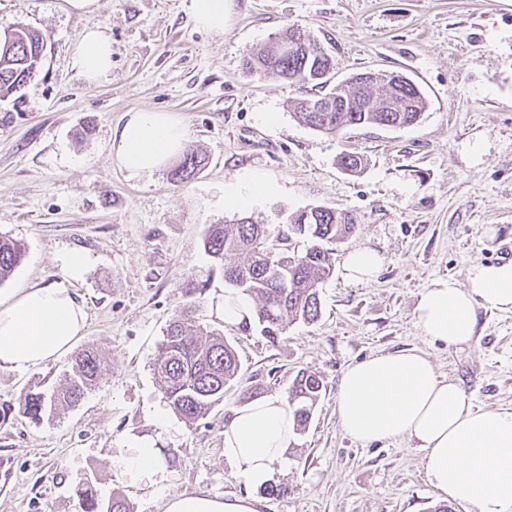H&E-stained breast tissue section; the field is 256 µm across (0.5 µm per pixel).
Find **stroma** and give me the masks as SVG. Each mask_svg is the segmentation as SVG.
<instances>
[{
    "mask_svg": "<svg viewBox=\"0 0 512 512\" xmlns=\"http://www.w3.org/2000/svg\"><path fill=\"white\" fill-rule=\"evenodd\" d=\"M188 5L100 0L88 19L62 0H0V33L25 25L45 41L20 111L0 112V234L26 245L0 301L61 279L69 251L91 258L74 285L88 314L84 335L39 368L0 369V404L34 385L58 387L84 348L97 349L104 368L78 405L0 425V512H83L75 490L87 482L133 512H163L173 493L248 494L224 459L230 410L251 387L287 396L301 369L317 372L324 388L288 450L282 492L263 496L262 512H433L445 500L426 479L423 451L406 439L351 440L336 392L347 365L415 348L475 408H512V313L479 310L477 334L460 348L413 326L424 288L448 277L467 285L472 265L503 262L500 249L512 244V0H230L220 35L196 29ZM90 24L112 42V71L94 86L71 65L73 41ZM291 26L330 51L337 79L402 73L424 92L426 111L408 127L341 137L299 124L292 105L315 87L243 66ZM141 108L181 117L189 146L208 159L194 178L173 182L168 164L131 179L113 160L116 128ZM266 112L277 113L275 124L263 122ZM343 153L362 158L358 172L338 167ZM255 172L280 191L247 209L254 221L276 226L321 205L357 224L336 249L320 318L292 325L275 344L216 313L224 270L202 244L209 225L235 214L225 187ZM358 248L383 258L373 281L344 272ZM190 302L242 366L223 401L191 424L168 407L152 370L169 320ZM144 442L166 477L139 489L118 459Z\"/></svg>",
    "mask_w": 512,
    "mask_h": 512,
    "instance_id": "stroma-1",
    "label": "stroma"
}]
</instances>
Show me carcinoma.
I'll use <instances>...</instances> for the list:
<instances>
[{
  "mask_svg": "<svg viewBox=\"0 0 512 512\" xmlns=\"http://www.w3.org/2000/svg\"><path fill=\"white\" fill-rule=\"evenodd\" d=\"M303 33L289 28L281 36L254 50L246 60L248 70L259 76L276 74L290 83H311L323 88L331 82L334 60L329 54L306 53L298 46ZM44 39L27 27L14 29L10 46L0 45V101L18 92L38 72ZM355 91L350 81L334 85L328 92L301 99L294 104V117L319 132L341 135L348 130L373 125L381 128L411 125L427 105L409 85L394 90L385 83L367 92L372 105L356 110L351 105ZM205 163L188 147L174 172L183 183ZM355 230L354 217L333 208L316 206L302 211L287 224L271 227L249 217L233 219L208 228L203 246L214 263L224 268V282L248 295L254 302L250 319L242 322L246 331L255 329L272 344L296 322L306 324L321 315L320 289L332 276L336 245ZM25 245L0 234V283L21 265ZM195 305H185L169 322L153 357V373L164 397L178 416L196 421L224 400V387L236 380L240 362L233 345L224 335L195 324ZM101 379L97 351L80 353L65 384L47 393L26 391L20 396L18 412L34 420L59 406H75ZM323 391L320 377L301 369L288 393L294 412L296 433L310 423ZM83 512H132L129 504L114 497L105 502L91 484L76 489Z\"/></svg>",
  "mask_w": 512,
  "mask_h": 512,
  "instance_id": "obj_1",
  "label": "carcinoma"
}]
</instances>
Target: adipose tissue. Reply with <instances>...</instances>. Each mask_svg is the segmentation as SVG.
I'll return each mask as SVG.
<instances>
[{"label": "adipose tissue", "instance_id": "obj_1", "mask_svg": "<svg viewBox=\"0 0 512 512\" xmlns=\"http://www.w3.org/2000/svg\"><path fill=\"white\" fill-rule=\"evenodd\" d=\"M71 65L88 84L112 70V42L96 26H86L72 45ZM185 124L176 114L142 108L127 113L112 139V157L127 176L152 174L180 155L187 144ZM277 185L254 173L224 190L226 205L238 209L276 195ZM89 257L71 251L61 280L19 290L0 304V369L24 372L68 350L86 328L87 313L72 291ZM469 288L439 280L419 295L414 327L432 340L454 347L476 334L478 309L512 312V260L470 268ZM340 426L363 444L397 438L414 440L424 452L429 484L475 512H512V409L479 411L459 383L439 378L421 351L384 353L349 365L336 394ZM295 419L286 399L254 398L234 408L224 427V458L235 478L259 489L287 465ZM131 485H152L161 472L154 448L130 449L121 459ZM254 496L221 498L174 493L164 512H259Z\"/></svg>", "mask_w": 512, "mask_h": 512}]
</instances>
